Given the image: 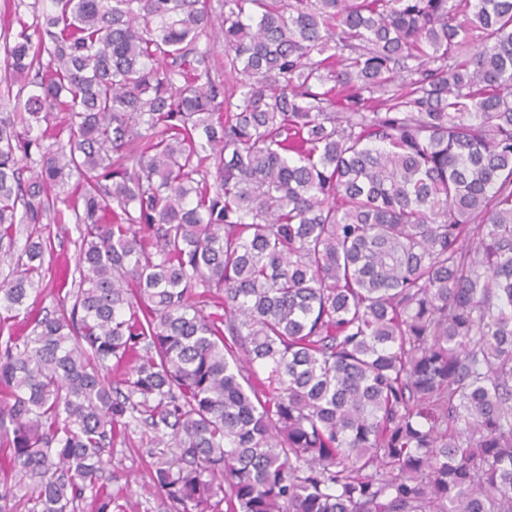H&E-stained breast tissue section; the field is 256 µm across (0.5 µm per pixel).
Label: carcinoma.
<instances>
[{
	"label": "carcinoma",
	"instance_id": "obj_1",
	"mask_svg": "<svg viewBox=\"0 0 512 512\" xmlns=\"http://www.w3.org/2000/svg\"><path fill=\"white\" fill-rule=\"evenodd\" d=\"M22 5L0 512H128L133 421L172 512H512V0ZM60 203L78 280L34 314Z\"/></svg>",
	"mask_w": 512,
	"mask_h": 512
}]
</instances>
